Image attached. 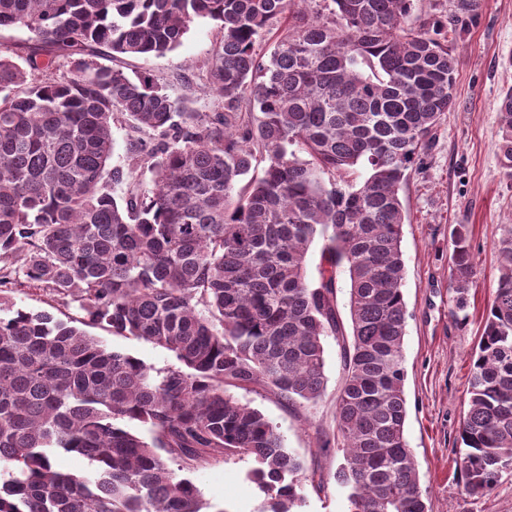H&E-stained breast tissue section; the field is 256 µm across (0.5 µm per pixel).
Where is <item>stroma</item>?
<instances>
[{
  "instance_id": "stroma-1",
  "label": "stroma",
  "mask_w": 512,
  "mask_h": 512,
  "mask_svg": "<svg viewBox=\"0 0 512 512\" xmlns=\"http://www.w3.org/2000/svg\"><path fill=\"white\" fill-rule=\"evenodd\" d=\"M220 38L215 22L199 19L175 51L163 57L124 58L120 65L129 73L153 74L171 97L186 100L189 111L219 112L223 102L205 84L202 67ZM452 49L457 58L455 104L442 116L421 168L400 191L409 216L401 242L408 312L403 347L405 436L432 512H512V470L502 473L488 495L469 497L461 491L456 467L465 450L459 424L469 398L470 356L499 277L497 244L505 225L512 224V178L505 175L496 147L500 100L512 87V0H482L477 21ZM456 224L469 225L476 257L470 306L458 315L451 312L448 290L450 233ZM10 296L19 308L45 311L64 321L81 315L75 302L30 284L13 285ZM91 333L155 369L177 364L173 353L149 342L99 327ZM325 356L328 382L316 406L291 405L260 389H238L234 395L268 417L309 469L327 476L335 472L339 456L320 448L317 434L333 428L342 373L334 338L326 339ZM170 467L177 477H189L204 499L224 504L228 512H257L262 497L247 478L251 460L220 458L191 472L176 461Z\"/></svg>"
}]
</instances>
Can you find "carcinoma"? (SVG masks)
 Returning <instances> with one entry per match:
<instances>
[{"label": "carcinoma", "mask_w": 512, "mask_h": 512, "mask_svg": "<svg viewBox=\"0 0 512 512\" xmlns=\"http://www.w3.org/2000/svg\"><path fill=\"white\" fill-rule=\"evenodd\" d=\"M412 5L0 0V29L24 27L42 47L22 62L0 47V286L18 274L84 312L73 325L0 295V512H226L165 458L197 469L235 456L255 463L258 512H296L305 483L321 489L327 478L229 389L317 404L329 336L343 376L321 448L334 440L342 453L332 478L350 512H430L404 435L400 190L454 106L448 35L466 32L481 0H450L414 23ZM197 19L220 28L203 77L222 112H189L151 74L93 61L103 51L164 57ZM279 20L267 55L259 39ZM499 111L512 177V89ZM116 124L125 161L111 167ZM451 243L457 314L476 265L469 225ZM498 253L459 426L470 496L512 469V225ZM96 326L160 346L180 366L158 371L113 350L88 332ZM59 452L92 469L57 468Z\"/></svg>", "instance_id": "carcinoma-1"}]
</instances>
